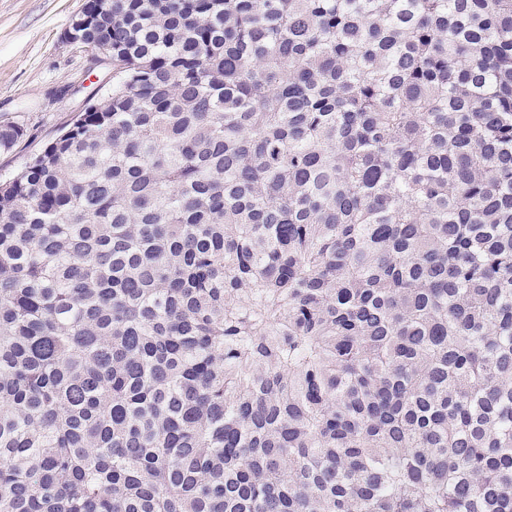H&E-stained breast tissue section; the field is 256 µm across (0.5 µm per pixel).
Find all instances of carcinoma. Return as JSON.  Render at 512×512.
Segmentation results:
<instances>
[{"mask_svg": "<svg viewBox=\"0 0 512 512\" xmlns=\"http://www.w3.org/2000/svg\"><path fill=\"white\" fill-rule=\"evenodd\" d=\"M84 11L119 82L0 184V512H512V0Z\"/></svg>", "mask_w": 512, "mask_h": 512, "instance_id": "1", "label": "carcinoma"}]
</instances>
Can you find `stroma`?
Segmentation results:
<instances>
[{
    "mask_svg": "<svg viewBox=\"0 0 512 512\" xmlns=\"http://www.w3.org/2000/svg\"><path fill=\"white\" fill-rule=\"evenodd\" d=\"M86 0H0V123L23 130L0 151V182L20 174L118 82L107 63L93 62L65 32Z\"/></svg>",
    "mask_w": 512,
    "mask_h": 512,
    "instance_id": "35a3bbf8",
    "label": "stroma"
}]
</instances>
